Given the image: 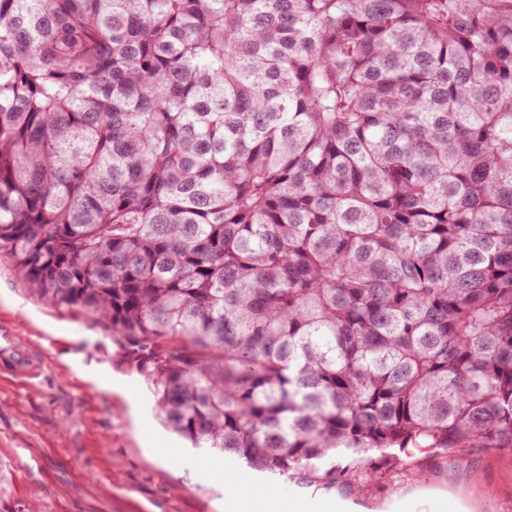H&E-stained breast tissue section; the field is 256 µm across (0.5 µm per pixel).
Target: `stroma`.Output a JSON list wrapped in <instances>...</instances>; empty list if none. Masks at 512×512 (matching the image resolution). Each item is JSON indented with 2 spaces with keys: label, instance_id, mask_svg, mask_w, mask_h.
Masks as SVG:
<instances>
[{
  "label": "stroma",
  "instance_id": "1",
  "mask_svg": "<svg viewBox=\"0 0 512 512\" xmlns=\"http://www.w3.org/2000/svg\"><path fill=\"white\" fill-rule=\"evenodd\" d=\"M43 352L42 376L0 375V512H224L199 449L159 420L146 378L111 335L75 308L44 304L0 257V329ZM179 448L181 465L161 451ZM415 476L368 496L265 478L280 497L327 498L332 512H512V452L475 448L448 468L421 457Z\"/></svg>",
  "mask_w": 512,
  "mask_h": 512
}]
</instances>
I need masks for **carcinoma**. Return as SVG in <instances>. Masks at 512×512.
Wrapping results in <instances>:
<instances>
[{"instance_id": "obj_1", "label": "carcinoma", "mask_w": 512, "mask_h": 512, "mask_svg": "<svg viewBox=\"0 0 512 512\" xmlns=\"http://www.w3.org/2000/svg\"><path fill=\"white\" fill-rule=\"evenodd\" d=\"M0 253L257 472L511 451L512 0H0Z\"/></svg>"}]
</instances>
